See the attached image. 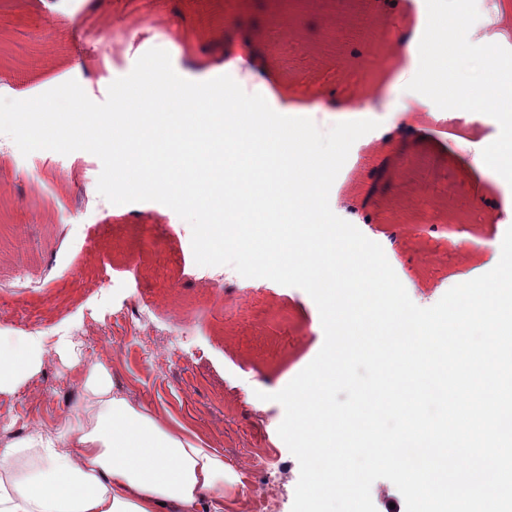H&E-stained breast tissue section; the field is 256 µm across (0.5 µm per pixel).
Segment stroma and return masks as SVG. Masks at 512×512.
Masks as SVG:
<instances>
[{
	"instance_id": "obj_1",
	"label": "stroma",
	"mask_w": 512,
	"mask_h": 512,
	"mask_svg": "<svg viewBox=\"0 0 512 512\" xmlns=\"http://www.w3.org/2000/svg\"><path fill=\"white\" fill-rule=\"evenodd\" d=\"M374 0H149L157 26L170 36L173 68H187L186 49L211 64L224 47L228 23L251 28L273 78L268 85L247 82V93L291 91L317 94L331 123L365 118L390 125L392 112L415 103L416 81L403 52L384 57L380 43L358 40L356 22ZM289 16L310 54L274 44V22ZM110 31L127 33V0H103L100 12L85 0H0V96L36 97L74 79L72 60L81 57L91 73L85 93L96 102L109 85L128 75L137 59L154 48V39L129 38L128 47L101 50L100 17ZM380 72L383 111L365 113L351 102L350 88ZM494 105L480 118L463 113L448 120L422 113L418 131L399 150L375 155V141L359 138L351 161L336 177L335 213L355 222L351 196H363L365 157L388 161L391 182L374 198L376 220L369 232H393L398 245L388 261L411 300L427 308L461 284L467 266L492 257L491 243L507 229L498 205L512 204V191L479 181L473 157L461 153L458 139L493 145L511 135ZM72 169L75 178L58 181L54 166ZM456 184L449 199L476 242L467 261L445 212L431 213L425 226L410 230L399 203L428 168ZM101 160L86 151L67 155L37 150L0 154V282L24 273L41 279L39 292L13 295L0 306V323L15 335L47 334L49 357L42 370L14 393L0 394V445L31 428L56 429L75 404L86 365L109 369L131 399L146 404L201 435L240 468L239 483L224 492L225 512H291L300 468L278 435L283 406L257 398L255 382L275 393L292 380L322 347L312 328L310 297L281 284L207 288L197 271L191 228L172 209L155 202L134 204L131 213L115 207L105 213H79L78 199L96 187ZM66 227L67 249H59V227ZM149 308L151 324L114 323L116 298ZM90 323L89 335L71 338L78 361L55 350L68 327ZM185 335H177V326ZM265 411L268 421L257 413Z\"/></svg>"
}]
</instances>
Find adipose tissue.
Instances as JSON below:
<instances>
[{"mask_svg": "<svg viewBox=\"0 0 512 512\" xmlns=\"http://www.w3.org/2000/svg\"><path fill=\"white\" fill-rule=\"evenodd\" d=\"M460 31L459 15L430 0L401 36L416 75L441 106L463 111L477 95L512 126V76L496 51L470 57L447 94ZM44 354L39 337H0V393L38 372ZM239 481L221 450L130 399L100 364L88 366L80 403L55 431L36 427L0 449V512H224V491Z\"/></svg>", "mask_w": 512, "mask_h": 512, "instance_id": "1", "label": "adipose tissue"}]
</instances>
